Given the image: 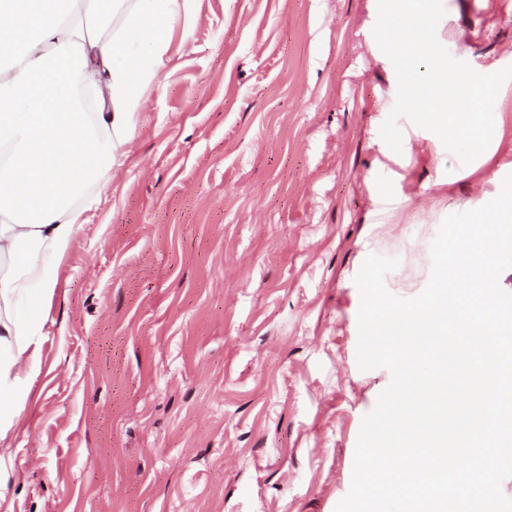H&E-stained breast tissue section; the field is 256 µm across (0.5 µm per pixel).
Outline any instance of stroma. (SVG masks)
<instances>
[{
  "instance_id": "1",
  "label": "stroma",
  "mask_w": 512,
  "mask_h": 512,
  "mask_svg": "<svg viewBox=\"0 0 512 512\" xmlns=\"http://www.w3.org/2000/svg\"><path fill=\"white\" fill-rule=\"evenodd\" d=\"M437 37L512 65V0H444ZM377 0H194L170 24L111 191L58 270L0 512H335L390 380L357 362L372 254L426 287L443 219L512 174V80L470 164L400 118Z\"/></svg>"
}]
</instances>
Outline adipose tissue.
I'll use <instances>...</instances> for the list:
<instances>
[{
  "label": "adipose tissue",
  "mask_w": 512,
  "mask_h": 512,
  "mask_svg": "<svg viewBox=\"0 0 512 512\" xmlns=\"http://www.w3.org/2000/svg\"><path fill=\"white\" fill-rule=\"evenodd\" d=\"M192 0H0V442L41 368L45 299L125 157L172 20ZM27 364V375L17 367Z\"/></svg>",
  "instance_id": "ef3b65f1"
}]
</instances>
